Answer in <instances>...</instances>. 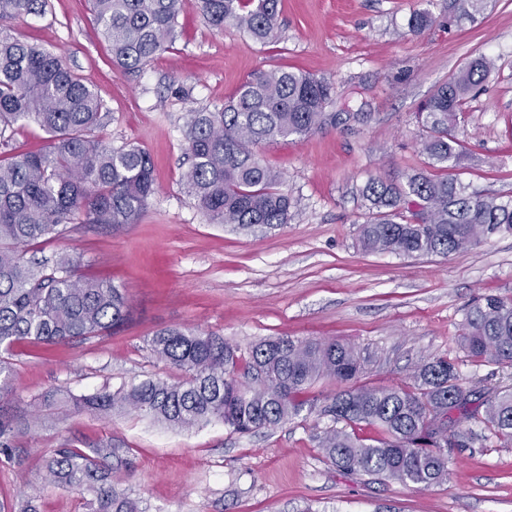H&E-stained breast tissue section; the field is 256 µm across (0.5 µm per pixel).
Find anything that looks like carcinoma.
Listing matches in <instances>:
<instances>
[{
  "mask_svg": "<svg viewBox=\"0 0 512 512\" xmlns=\"http://www.w3.org/2000/svg\"><path fill=\"white\" fill-rule=\"evenodd\" d=\"M205 22L264 43L279 26L281 0H196ZM113 64L135 72L178 36L183 0H91ZM48 0H0V23L46 12ZM493 66L479 55L421 104L417 117L428 139L423 151L439 173H408L399 183L370 180L362 189L372 216L358 239L367 252L448 256L496 233H512V199L483 198L450 174L463 145L455 128L467 100ZM333 86L302 72L258 70L223 108L187 112L188 166L181 181L212 224L272 229L288 223L297 200L281 189L280 173L263 165L262 143L302 137L336 125L326 111ZM106 118L98 95L60 56L28 42L0 38V139L14 126L35 122L44 149L0 160V395L13 390L7 355L19 343L62 344L112 334L127 317L117 286L81 272L76 251L50 259L26 257L25 247L62 235L66 224H137L156 193L150 154L137 146L114 148L93 135ZM147 345L156 359L180 370L182 381L148 379L60 403L49 393L31 404L32 422L53 407L67 417L100 418L132 409L171 427L192 429L221 421L247 435L319 409L332 421L318 447L339 470L364 472L422 488L448 478L457 440L494 436L512 442V389L487 393L461 379L444 356L415 367L404 386L357 385L355 348L336 341L278 336L249 352L224 337L186 327L165 328ZM461 347L474 361L512 369V295H484L466 315ZM320 382L345 385L320 399ZM466 421L489 434L456 431ZM373 427L363 439L356 428ZM22 429L0 414V453ZM127 460L102 444L86 452L59 448L44 460L46 480L81 495L86 512H145L138 501L107 484L103 461Z\"/></svg>",
  "mask_w": 512,
  "mask_h": 512,
  "instance_id": "obj_1",
  "label": "carcinoma"
}]
</instances>
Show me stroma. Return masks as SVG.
Returning a JSON list of instances; mask_svg holds the SVG:
<instances>
[{
    "label": "stroma",
    "mask_w": 512,
    "mask_h": 512,
    "mask_svg": "<svg viewBox=\"0 0 512 512\" xmlns=\"http://www.w3.org/2000/svg\"><path fill=\"white\" fill-rule=\"evenodd\" d=\"M417 12L433 23L415 33L408 21ZM179 25L180 38L135 73L113 65L90 0H50L45 15L8 29L59 54L96 92L108 114L99 136L147 149L157 192L139 223L71 224L28 246L39 259L81 251L89 274L124 291L129 315L108 336L16 347L14 390L0 396V412L22 416L56 388L83 396L149 377L178 381L146 345L174 326L244 350L274 336L333 338L359 351L372 386L408 382L416 365L445 356L482 389L512 388L511 369L473 362L459 340L473 300L512 293V234L445 257L366 253L357 240L369 179L432 173L415 114L479 54L494 66L455 130L466 149L456 173L482 194L512 197V0H484L467 14L458 0H281L279 30L265 44L212 30L194 0H185ZM278 67L331 82L332 109L349 118L260 148L297 201L287 224L209 223L180 179L186 113L220 108L254 71ZM329 425L315 411L250 435L220 423L176 429L133 413L53 417L0 462V504L19 512L35 487L36 512H83L78 492L45 483L43 461L58 448L112 443L129 460L112 471L113 485L147 512H512L510 442L463 443L447 481L423 490L337 470L318 447Z\"/></svg>",
    "instance_id": "stroma-1"
}]
</instances>
